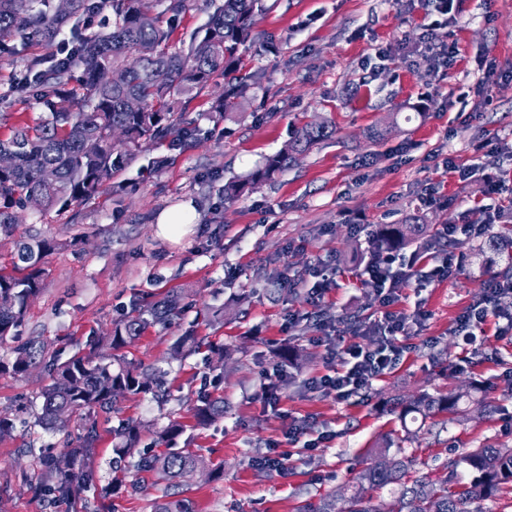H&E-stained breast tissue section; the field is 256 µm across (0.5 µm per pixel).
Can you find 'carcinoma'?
I'll use <instances>...</instances> for the list:
<instances>
[{"label": "carcinoma", "instance_id": "1", "mask_svg": "<svg viewBox=\"0 0 512 512\" xmlns=\"http://www.w3.org/2000/svg\"><path fill=\"white\" fill-rule=\"evenodd\" d=\"M0 0V40L20 37L53 44L73 18L88 12L91 0ZM157 0H99L97 11L112 12V25L105 31L76 37L71 65H31L32 78L17 85L15 92L30 89L46 100L48 115L21 121L0 134V155L10 157L0 168V232L12 235L18 213L37 200L40 212L63 210L75 202L88 201L112 188V177L123 171L138 154L158 142L180 147L195 136L193 123L176 111V96L208 83L222 73L231 83L224 97L210 111L214 125L263 74L239 73L242 48L252 43V33L262 15L261 0H209L213 12L205 28L194 34L186 47L173 44V22L189 8L190 0H165L162 23L154 13ZM332 128L306 124L297 130L291 145L266 158L245 180L224 184V199L238 198L249 185L262 183L285 170L319 141L330 137ZM434 235L426 224H384L375 242L396 249L419 236ZM512 246V227L487 235L478 251L497 254ZM19 263L11 271L0 268V345L14 338L29 298L41 291L43 260L57 247L52 239H20ZM179 311L177 301L161 304L138 300L131 313L106 336L109 348L119 349L148 328L166 324ZM43 363L48 382L41 390L38 423L65 429L68 417L77 411L113 410L119 397L150 393L166 402L169 391L164 375L147 373L96 349L77 352L65 361L48 354L38 338L14 351L9 363L0 362V374L21 375ZM476 387L454 394L422 393L403 405L402 414L416 413L422 419L446 412L465 419L470 412L490 410ZM224 415V401L203 394L194 410L197 425L204 426ZM114 451L125 458L141 437L140 423L127 420L114 430ZM417 438L406 429L397 438H385L370 451L366 467L338 491L307 500L297 512H482L481 502L504 492L512 493V446L482 443L462 454H448L443 463L419 464L405 453L403 444ZM93 427H87L81 443L56 456L38 458L40 468L56 477L43 487L44 496H71L97 485L94 470L77 465L88 455ZM204 460L186 448L142 455L136 470L159 471L171 480L193 473ZM393 486L392 500L378 501L372 491ZM154 512H195L186 499L170 498Z\"/></svg>", "mask_w": 512, "mask_h": 512}]
</instances>
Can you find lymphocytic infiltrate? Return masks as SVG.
I'll use <instances>...</instances> for the list:
<instances>
[{"label":"lymphocytic infiltrate","mask_w":512,"mask_h":512,"mask_svg":"<svg viewBox=\"0 0 512 512\" xmlns=\"http://www.w3.org/2000/svg\"><path fill=\"white\" fill-rule=\"evenodd\" d=\"M420 270L417 256L405 260L391 250L366 263L363 273L376 286L380 315L360 324L355 330L356 341L349 344L343 343L341 336L324 331L321 343L326 349L327 366L325 371L307 378L308 391L332 395L337 401L345 402L371 388L374 381L399 362L405 340L419 335L422 318L417 313L394 310L397 286L418 276ZM509 295H512V283L491 280L484 295L456 317L454 330L471 352H478L477 341L484 335L487 321H494L498 336L512 335V310L503 308V301ZM363 336L371 337V344H360Z\"/></svg>","instance_id":"lymphocytic-infiltrate-1"}]
</instances>
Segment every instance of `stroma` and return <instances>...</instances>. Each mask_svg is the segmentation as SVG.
I'll return each instance as SVG.
<instances>
[{"instance_id": "35a3bbf8", "label": "stroma", "mask_w": 512, "mask_h": 512, "mask_svg": "<svg viewBox=\"0 0 512 512\" xmlns=\"http://www.w3.org/2000/svg\"><path fill=\"white\" fill-rule=\"evenodd\" d=\"M262 3L255 41L240 56L243 71L265 77L232 119L217 126L209 119L211 104L224 95L219 75L181 98L198 128L188 145L150 147L117 175L120 190L65 213L21 212L18 235L54 238L60 246L45 260L43 289L30 300L13 344L37 336L66 359L87 351L91 337L107 335L138 299L158 301L175 292L182 313L120 351L141 368L169 370L167 404L130 396L116 413L76 415L59 431L36 421L42 365L21 377L0 375V415L14 421L11 436L0 439V512H153L174 491L190 499L195 512H296L302 501L354 478L380 436L395 438L407 427L419 431L407 453L432 466L481 441L512 445V341L481 337L480 356L465 367L466 350L454 331L455 317L483 295L489 279L477 239L458 235L462 265L453 277L401 288L400 307H424L426 327L414 337L413 350L354 403L304 389V379L321 370L324 349L316 343L317 327L305 318V290L277 285L279 275L333 263L337 285L325 292L322 309L341 331L351 318L376 315L375 286L352 261L367 232L413 216L438 229L483 223L490 209L512 212V0H456V21L447 27L422 0ZM429 32L459 49L437 74L422 57ZM379 49L385 60H376ZM53 53V47L19 41L0 52L1 122L43 114L36 95L22 103L8 97L32 60ZM480 80L485 93L479 98L473 87ZM308 123L336 133L243 197L225 200V181L284 149ZM374 128L381 139L370 138ZM450 155L465 166L480 163L484 174L448 175L443 161ZM156 158L163 166L143 177L142 167ZM488 174L504 181L508 192L489 194ZM430 185L440 200L428 205L422 196ZM205 194L210 208L197 212L186 235L157 236L163 210L196 205ZM188 332L204 346L172 357V344ZM215 344L224 347L223 360L212 353ZM290 348L298 357L288 364L283 355ZM277 365L289 380L281 385L279 408L272 409L261 399L263 372ZM471 385L482 388L494 413L448 423L436 434L419 430L416 420H401L395 407L421 391L446 395ZM204 392L223 398L224 415L201 427L193 411ZM291 415L334 437L313 451L292 449L282 476L257 458L267 442L283 440ZM88 419L96 436L85 463L100 483L120 478V492L99 499L85 491L51 501L36 494L39 453H61L68 438L83 435ZM126 419L143 425L142 450L155 447L158 431L177 420L184 432L175 447H190L220 465L221 477L199 472L174 487L159 473L127 469L112 453L113 431Z\"/></svg>"}]
</instances>
